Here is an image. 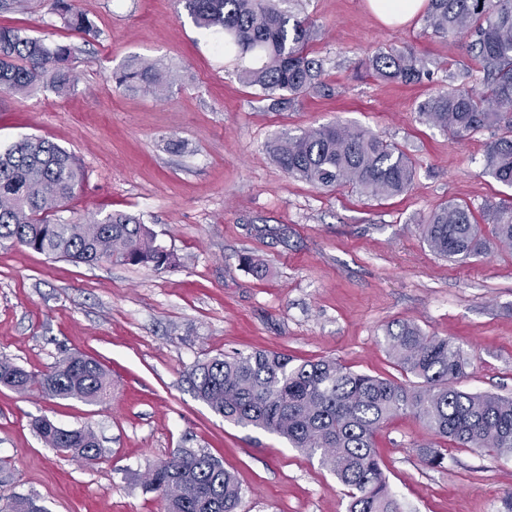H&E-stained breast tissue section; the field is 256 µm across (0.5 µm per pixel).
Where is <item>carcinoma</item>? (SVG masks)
I'll return each mask as SVG.
<instances>
[{
    "label": "carcinoma",
    "instance_id": "1",
    "mask_svg": "<svg viewBox=\"0 0 512 512\" xmlns=\"http://www.w3.org/2000/svg\"><path fill=\"white\" fill-rule=\"evenodd\" d=\"M195 25L224 34L240 54L253 53L261 65L242 71L243 82L258 86L270 108L282 110L321 86V65L310 57L311 23L277 8L272 0H182ZM65 26L86 32L88 18L74 0H52ZM423 33L469 40L486 87L439 91L420 113L433 125L463 140L494 132L484 151V173L512 186V0H428ZM72 48L47 44L22 30L0 26V93L21 94L38 86L66 95L77 77L69 67ZM431 61L411 51L377 52L362 65L375 76L419 83ZM117 87L150 85L163 95L175 82L172 71L155 62L129 61L113 73ZM270 154L289 176L315 187L350 186L374 200L408 192L415 168L408 154L370 131L341 124L284 134ZM85 180L75 155L57 144L25 138L0 152V242L5 240L74 263L176 265L174 252L147 225L121 213L74 222L62 216ZM484 221L494 238L512 245V203H492ZM431 251L450 261L489 252L468 205L447 202L421 223ZM397 366L415 381L355 372L334 359L293 364L287 355L266 350L215 357L197 364L192 383L198 398L215 413L242 427L277 435L309 456L348 488V512H402L382 472L374 438L393 415L410 411L438 438L462 448L512 454V399L455 387L467 359L449 338L426 336L402 325L388 331ZM0 385L50 399L98 403L112 393L107 369L87 355H69L43 371H28L0 359ZM38 436L52 448L79 458L97 457L100 445L85 427L66 429L47 418L35 420ZM422 462L436 468L444 454L431 445L419 449ZM147 489L162 494L165 512H236L241 488L224 465L191 448H179L148 467ZM7 512H49L40 498L22 497Z\"/></svg>",
    "mask_w": 512,
    "mask_h": 512
}]
</instances>
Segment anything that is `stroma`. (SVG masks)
Instances as JSON below:
<instances>
[{
    "instance_id": "35a3bbf8",
    "label": "stroma",
    "mask_w": 512,
    "mask_h": 512,
    "mask_svg": "<svg viewBox=\"0 0 512 512\" xmlns=\"http://www.w3.org/2000/svg\"><path fill=\"white\" fill-rule=\"evenodd\" d=\"M93 31L66 29L51 0L0 8V24L73 49L78 91L0 94V150L22 137L74 153L85 182L64 213L140 218L177 266L74 264L0 243V358L29 371L70 353L112 375L104 402L46 399L0 386V460L10 477L0 506L37 496L49 512H163L145 487L148 465L176 449L221 459L242 488L237 512H347L346 487L318 458L277 436L225 421L199 399L190 373L222 354L271 350L294 362L333 358L392 380L406 375L387 332L409 323L447 337L468 359L457 388L512 398V248L451 262L423 240L421 221L448 201L481 214L512 201L483 172L490 132L457 140L426 123L420 104L461 84L483 89L463 41L423 34L422 19L382 24L367 0H279L318 30L308 46L322 88L272 110L242 83L237 50L218 49L180 0H76ZM409 49L433 60L416 85L381 80L362 60ZM138 58L176 76L167 97L119 88L112 74ZM329 123L363 127L397 144L415 166L413 188L370 200L346 186L290 178L269 145ZM180 141L172 150L170 141ZM265 266L253 274L242 259ZM92 429L102 448L86 462L47 447L39 418ZM436 436L411 412L391 417L375 444L403 512H512V455L450 443L441 467L419 450Z\"/></svg>"
}]
</instances>
